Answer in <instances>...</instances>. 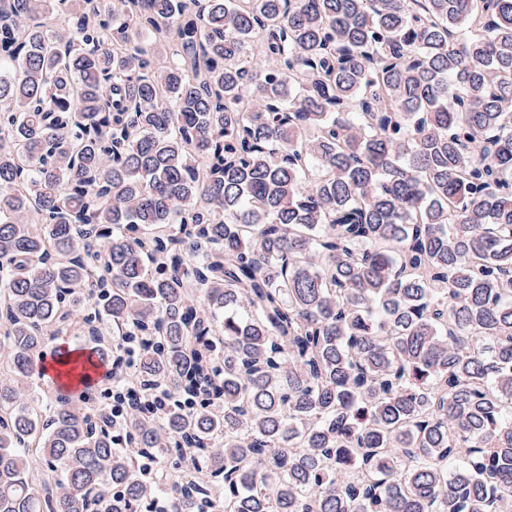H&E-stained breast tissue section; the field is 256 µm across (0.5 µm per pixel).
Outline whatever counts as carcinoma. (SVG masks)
Segmentation results:
<instances>
[{"label": "carcinoma", "instance_id": "carcinoma-1", "mask_svg": "<svg viewBox=\"0 0 512 512\" xmlns=\"http://www.w3.org/2000/svg\"><path fill=\"white\" fill-rule=\"evenodd\" d=\"M0 512H512V0H0Z\"/></svg>", "mask_w": 512, "mask_h": 512}]
</instances>
